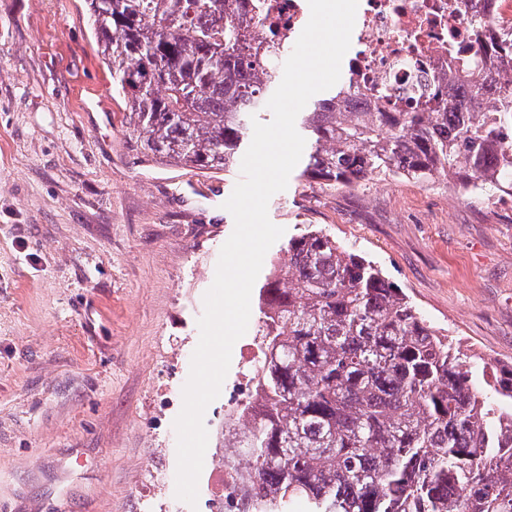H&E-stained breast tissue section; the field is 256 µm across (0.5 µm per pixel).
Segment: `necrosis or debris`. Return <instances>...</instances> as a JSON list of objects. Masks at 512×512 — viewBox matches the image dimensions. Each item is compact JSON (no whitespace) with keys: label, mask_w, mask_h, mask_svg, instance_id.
Wrapping results in <instances>:
<instances>
[{"label":"necrosis or debris","mask_w":512,"mask_h":512,"mask_svg":"<svg viewBox=\"0 0 512 512\" xmlns=\"http://www.w3.org/2000/svg\"><path fill=\"white\" fill-rule=\"evenodd\" d=\"M260 45L301 34L306 0H257ZM492 32L512 27V0H358L347 63L352 93L381 112H431L448 100L458 55L476 49V18Z\"/></svg>","instance_id":"1"}]
</instances>
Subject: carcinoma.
<instances>
[{
    "mask_svg": "<svg viewBox=\"0 0 512 512\" xmlns=\"http://www.w3.org/2000/svg\"><path fill=\"white\" fill-rule=\"evenodd\" d=\"M97 52L128 99L147 155L229 172L288 43L265 52L240 0H84ZM463 59L444 112H370L350 85L308 104L303 178L351 187L371 175L463 176L512 189V94L486 55ZM259 289L262 361L242 434L221 430L232 507L214 512H512V368L483 373L374 263L320 230L291 238Z\"/></svg>",
    "mask_w": 512,
    "mask_h": 512,
    "instance_id": "1",
    "label": "carcinoma"
}]
</instances>
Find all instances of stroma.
<instances>
[{
  "label": "stroma",
  "instance_id": "1",
  "mask_svg": "<svg viewBox=\"0 0 512 512\" xmlns=\"http://www.w3.org/2000/svg\"><path fill=\"white\" fill-rule=\"evenodd\" d=\"M81 0H0V512H211L224 401L207 408L196 505L175 494L198 319L242 174L147 157ZM288 239L327 233L380 267L474 372L512 367V198L447 179L349 191L290 175Z\"/></svg>",
  "mask_w": 512,
  "mask_h": 512
}]
</instances>
